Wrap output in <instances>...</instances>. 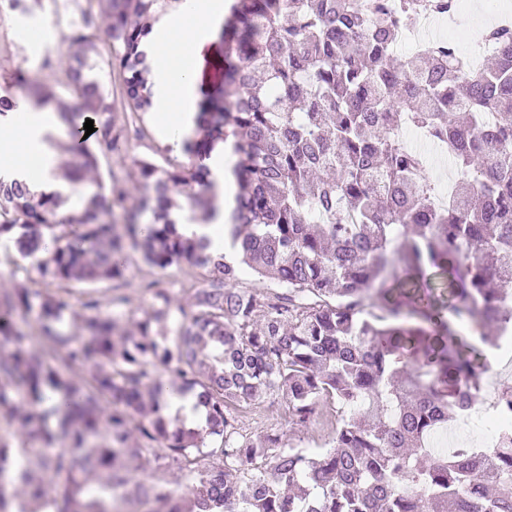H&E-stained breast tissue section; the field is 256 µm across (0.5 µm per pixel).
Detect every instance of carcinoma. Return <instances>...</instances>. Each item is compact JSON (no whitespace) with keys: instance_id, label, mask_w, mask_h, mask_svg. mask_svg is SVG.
Segmentation results:
<instances>
[{"instance_id":"carcinoma-1","label":"carcinoma","mask_w":512,"mask_h":512,"mask_svg":"<svg viewBox=\"0 0 512 512\" xmlns=\"http://www.w3.org/2000/svg\"><path fill=\"white\" fill-rule=\"evenodd\" d=\"M177 2L96 0L66 36L64 88L93 120L91 137L55 91L31 87L69 125L68 179L97 174L100 153L143 135L137 121L153 107L143 45ZM456 7L235 0L224 99L201 103L188 163L137 161L135 209L100 179L65 213L57 195L0 181V236L57 286L0 290V417L22 459L0 512L16 500L23 512H117L116 497L133 512H512V430L487 457L428 447L480 393L475 346L449 320L491 347L512 325V27L486 33L492 65L477 73L448 41L393 60L407 17ZM100 17L120 53L119 130L112 92L91 73L97 38L83 33ZM405 124L454 159L448 202L402 142ZM230 139L240 157L232 261L182 224L185 207L191 221L210 215L205 160ZM117 210L127 223L112 222ZM129 251L198 270L202 287L183 289L190 310L154 288L152 311L124 328L112 308L126 297L104 300L96 286L123 279ZM246 269L275 288L237 287ZM375 296L386 315L371 319ZM175 395L196 398L204 426L163 413ZM270 397L288 429L244 432L242 410ZM324 400L358 404L359 417L334 420L329 447L314 453L290 443Z\"/></svg>"}]
</instances>
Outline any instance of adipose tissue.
<instances>
[{
    "label": "adipose tissue",
    "mask_w": 512,
    "mask_h": 512,
    "mask_svg": "<svg viewBox=\"0 0 512 512\" xmlns=\"http://www.w3.org/2000/svg\"><path fill=\"white\" fill-rule=\"evenodd\" d=\"M233 0H183L177 11L163 15L146 43L152 67L155 118L162 133L179 144L195 134L200 102L199 69L210 55L216 33L223 27ZM66 127L54 113L33 104L0 115V180L27 182L46 194L78 196L82 182L58 177L56 143ZM238 157L231 145L219 144L207 159L212 181L213 218L186 225L187 233L209 238L216 255L234 256L231 214L238 184L234 169Z\"/></svg>",
    "instance_id": "adipose-tissue-1"
}]
</instances>
